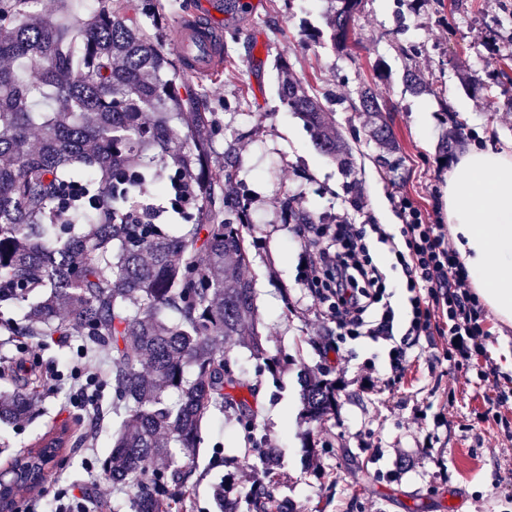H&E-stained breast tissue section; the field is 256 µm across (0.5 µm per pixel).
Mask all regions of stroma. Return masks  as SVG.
Segmentation results:
<instances>
[{
    "instance_id": "obj_1",
    "label": "stroma",
    "mask_w": 512,
    "mask_h": 512,
    "mask_svg": "<svg viewBox=\"0 0 512 512\" xmlns=\"http://www.w3.org/2000/svg\"><path fill=\"white\" fill-rule=\"evenodd\" d=\"M227 0H160V13L144 22L164 49H174L172 32L196 14L228 31L223 72L197 80L203 105L212 114L205 134L216 165L227 143H235L239 164L232 185L250 204L252 226L244 233L250 251L258 318L276 374L234 347L230 355L250 382L259 386L256 423L276 445L279 495L296 512H512V410H498L497 393L512 392V326L483 313L490 337L486 356L499 374L496 384L475 371L437 362L444 341L422 339L409 358L399 387L390 376L386 342L343 337L338 354L315 350L327 328L315 316L317 303L298 264L300 243L282 213L292 198L322 215L349 210L362 197L355 223L373 221L398 234L404 218L401 199H411L430 224L446 223L443 193L462 149L477 142L500 148L512 143V100L492 77L512 66V0H363L347 50H335L324 23L327 0H254L251 11L227 13ZM424 51L405 62L398 44ZM295 79L310 84L326 101L337 131L353 148L355 169L344 173L321 153L302 121L281 103L277 62ZM413 68L426 83L415 92L405 81ZM372 85L395 108L393 127L401 168L389 173L374 162L376 144L361 112L348 109L359 87ZM497 106H490L491 96ZM448 141L447 155L439 144ZM370 253L387 277L395 313L394 331L404 333L408 293L401 269L386 245ZM342 379L335 416L306 425L299 420L300 370ZM372 374V390L359 385ZM69 381H46L40 415L0 425V466L28 449L52 426L72 424ZM310 431L317 449L303 456L301 431ZM196 474L178 512H217L214 485L224 478L213 463L216 449L244 455L246 442L233 417L215 412L201 427ZM78 487L91 512H133L132 494L113 488L90 469L82 450L66 452L50 468L41 496L52 501L57 484Z\"/></svg>"
}]
</instances>
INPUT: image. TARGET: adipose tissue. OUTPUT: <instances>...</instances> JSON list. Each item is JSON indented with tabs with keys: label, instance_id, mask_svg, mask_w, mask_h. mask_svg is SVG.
I'll return each instance as SVG.
<instances>
[{
	"label": "adipose tissue",
	"instance_id": "adipose-tissue-1",
	"mask_svg": "<svg viewBox=\"0 0 512 512\" xmlns=\"http://www.w3.org/2000/svg\"><path fill=\"white\" fill-rule=\"evenodd\" d=\"M445 205L477 296L512 325V150L467 146L448 175Z\"/></svg>",
	"mask_w": 512,
	"mask_h": 512
}]
</instances>
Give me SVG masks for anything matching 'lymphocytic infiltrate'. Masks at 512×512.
Returning a JSON list of instances; mask_svg holds the SVG:
<instances>
[{
  "mask_svg": "<svg viewBox=\"0 0 512 512\" xmlns=\"http://www.w3.org/2000/svg\"><path fill=\"white\" fill-rule=\"evenodd\" d=\"M400 209L405 219L403 245L394 255L406 278L411 319L399 337L393 333L391 311L384 302V274L373 263L368 247L369 235H376L382 244L391 243V235L381 225L356 224L345 214L331 224L295 227L302 278L321 307L320 318L334 323L337 335L362 328L368 338L389 342L390 370L396 383L421 338L430 335L434 316H442L448 328L443 357L456 366H471L485 356L490 335L444 225L424 223L409 199L401 200Z\"/></svg>",
  "mask_w": 512,
  "mask_h": 512,
  "instance_id": "1",
  "label": "lymphocytic infiltrate"
}]
</instances>
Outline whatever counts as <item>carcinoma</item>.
Here are the masks:
<instances>
[{"label": "carcinoma", "mask_w": 512, "mask_h": 512, "mask_svg": "<svg viewBox=\"0 0 512 512\" xmlns=\"http://www.w3.org/2000/svg\"><path fill=\"white\" fill-rule=\"evenodd\" d=\"M31 0H0V321L6 336H72L87 365L100 354L123 420L102 475L132 491L133 512H172L195 473L204 419L235 416L258 457L246 512H292L277 494L269 449L254 435L250 386L228 341L275 364L254 306L243 230L248 203L227 191L229 174L210 165L202 94L185 65L163 51L130 5L71 17L70 0L48 15L3 23ZM362 0H338L326 17L334 47H347ZM278 94L325 155L351 170L353 148L329 122L320 98L279 64ZM371 119L375 163L398 168L390 112L369 85L349 101ZM175 204L163 222L143 219L140 198ZM287 218L323 217L283 201ZM0 397V424L33 414L41 372ZM301 415L336 414V381L304 373ZM101 427L85 419L68 440L77 448Z\"/></svg>", "instance_id": "cac0c4a2"}]
</instances>
